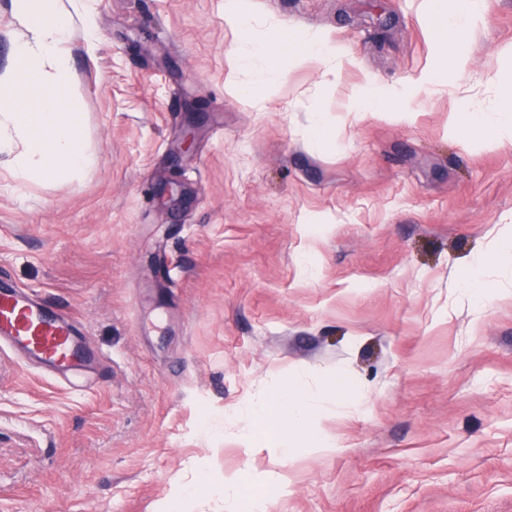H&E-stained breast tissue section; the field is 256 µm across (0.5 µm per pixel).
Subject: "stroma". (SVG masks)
Returning <instances> with one entry per match:
<instances>
[{
    "instance_id": "stroma-1",
    "label": "stroma",
    "mask_w": 512,
    "mask_h": 512,
    "mask_svg": "<svg viewBox=\"0 0 512 512\" xmlns=\"http://www.w3.org/2000/svg\"><path fill=\"white\" fill-rule=\"evenodd\" d=\"M224 2L68 6L95 162L73 183L0 167V275L103 365L60 383L0 347V512H229L235 477L261 512H512V145L448 131L458 100L498 108L512 0H484L451 82L430 0H250L255 29L341 60L250 102L224 87ZM369 83L405 115L349 111ZM295 380L317 439L244 447L226 412ZM288 58L296 66L312 60L335 61L336 54L322 34L307 31L294 45L289 43Z\"/></svg>"
}]
</instances>
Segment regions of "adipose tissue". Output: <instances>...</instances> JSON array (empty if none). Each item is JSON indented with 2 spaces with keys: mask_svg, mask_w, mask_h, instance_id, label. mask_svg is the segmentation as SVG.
I'll return each mask as SVG.
<instances>
[{
  "mask_svg": "<svg viewBox=\"0 0 512 512\" xmlns=\"http://www.w3.org/2000/svg\"><path fill=\"white\" fill-rule=\"evenodd\" d=\"M13 10L24 33L13 45L15 68L0 73V165L30 181L79 180L92 165L93 156L85 143L86 117L73 69V17L61 0H13ZM433 10L441 21L443 44L450 50L448 63L460 66L480 4L478 0H458L452 8L447 0H434ZM225 19L245 34V51L229 56L231 69L249 66L256 58L263 61L253 86L226 79V89L242 99H252L254 88L277 86L281 69L275 52L287 51L290 62L297 66L336 58L334 49L315 31L306 32L288 47L283 44L285 28L280 24L265 32L262 40L253 39L252 17L244 0H227ZM463 118L472 126L489 129L494 145L512 144V86L503 89L495 116L471 111L461 102L450 122L455 125ZM274 396L288 404V413L279 422L281 432L299 435L319 395L295 382L279 386Z\"/></svg>",
  "mask_w": 512,
  "mask_h": 512,
  "instance_id": "1",
  "label": "adipose tissue"
}]
</instances>
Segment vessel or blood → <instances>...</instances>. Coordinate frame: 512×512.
Wrapping results in <instances>:
<instances>
[{
  "label": "vessel or blood",
  "mask_w": 512,
  "mask_h": 512,
  "mask_svg": "<svg viewBox=\"0 0 512 512\" xmlns=\"http://www.w3.org/2000/svg\"><path fill=\"white\" fill-rule=\"evenodd\" d=\"M0 344L64 375L91 356L75 319L0 278Z\"/></svg>",
  "instance_id": "1"
}]
</instances>
